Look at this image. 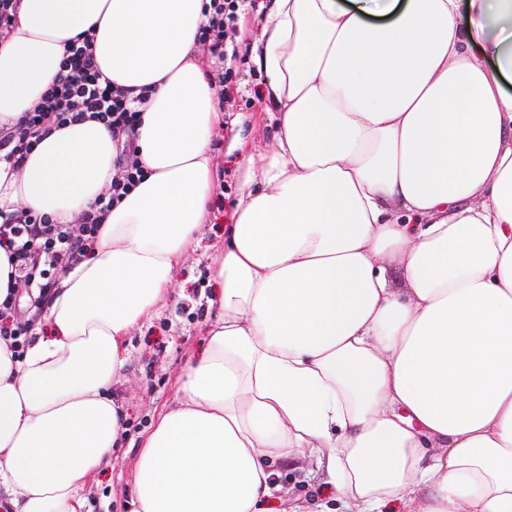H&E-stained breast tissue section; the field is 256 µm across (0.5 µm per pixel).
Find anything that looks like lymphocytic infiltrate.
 I'll use <instances>...</instances> for the list:
<instances>
[{"label": "lymphocytic infiltrate", "mask_w": 512, "mask_h": 512, "mask_svg": "<svg viewBox=\"0 0 512 512\" xmlns=\"http://www.w3.org/2000/svg\"><path fill=\"white\" fill-rule=\"evenodd\" d=\"M246 0H205L207 22L199 40L218 60L211 84L218 98L229 96L237 83L238 21ZM90 32H82L64 48L60 71L40 103L12 126H0V161L20 168L38 143L67 125L96 120L112 131L117 158L112 180L90 210L73 223L56 224L45 215L24 209L0 211V249L15 280L14 291L0 299V339L23 352L41 310L58 285L60 271L80 264L92 252L109 213L144 176L136 131L140 104L151 87L138 94L113 85L100 71L90 50Z\"/></svg>", "instance_id": "lymphocytic-infiltrate-1"}]
</instances>
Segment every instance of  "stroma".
Wrapping results in <instances>:
<instances>
[{"mask_svg": "<svg viewBox=\"0 0 512 512\" xmlns=\"http://www.w3.org/2000/svg\"><path fill=\"white\" fill-rule=\"evenodd\" d=\"M264 11H246L241 18L242 37L239 89L224 103V125L213 137L215 154L214 199L202 226L200 241L177 268L174 297L157 317L144 323L131 335L132 362L129 380L117 396L126 412L131 439H140L153 425L158 410L173 403L177 379L186 362L199 355L207 340L209 314L206 300L212 288L210 257L224 248V226L237 198L241 169L235 137L256 144L272 135L274 123L261 113L258 91L262 78L248 58V44L264 24ZM136 449L128 448L99 474L98 481L85 493L88 512H116L115 506L129 486ZM290 502L305 506L331 503L335 490L321 473L286 472L280 477Z\"/></svg>", "mask_w": 512, "mask_h": 512, "instance_id": "stroma-1", "label": "stroma"}]
</instances>
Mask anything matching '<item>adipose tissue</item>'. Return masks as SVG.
<instances>
[{
	"label": "adipose tissue",
	"instance_id": "1",
	"mask_svg": "<svg viewBox=\"0 0 512 512\" xmlns=\"http://www.w3.org/2000/svg\"><path fill=\"white\" fill-rule=\"evenodd\" d=\"M206 21L203 0H20L0 44V124L87 30L113 83L154 89L143 180L24 354L0 340L9 512H84L125 445L129 336L214 192ZM251 54L274 132L238 144L207 345L140 439L133 512H267L280 462L344 512H512V0H271ZM115 158L103 124L69 125L0 163V210L71 223Z\"/></svg>",
	"mask_w": 512,
	"mask_h": 512
}]
</instances>
